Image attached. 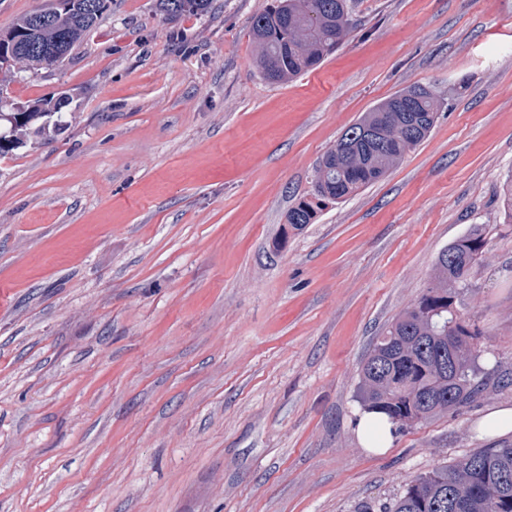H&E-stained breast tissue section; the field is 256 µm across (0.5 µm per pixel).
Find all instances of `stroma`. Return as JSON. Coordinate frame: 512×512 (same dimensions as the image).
Segmentation results:
<instances>
[{
    "instance_id": "obj_1",
    "label": "stroma",
    "mask_w": 512,
    "mask_h": 512,
    "mask_svg": "<svg viewBox=\"0 0 512 512\" xmlns=\"http://www.w3.org/2000/svg\"><path fill=\"white\" fill-rule=\"evenodd\" d=\"M270 3L110 0L56 69L0 72L13 102L74 97L0 157V512H357L512 444L477 428L512 406V0H352L289 82L256 68ZM415 85L429 136L289 229L343 132ZM476 226L458 310L487 389L368 451L362 363ZM164 15L179 17L184 14L204 12L208 9L211 0H159ZM316 214L311 201L300 199L294 206L289 208L287 214L288 227L294 231L303 230L307 224H311Z\"/></svg>"
}]
</instances>
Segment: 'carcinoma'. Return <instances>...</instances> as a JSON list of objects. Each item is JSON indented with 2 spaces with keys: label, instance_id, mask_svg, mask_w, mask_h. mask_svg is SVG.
<instances>
[{
  "label": "carcinoma",
  "instance_id": "carcinoma-1",
  "mask_svg": "<svg viewBox=\"0 0 512 512\" xmlns=\"http://www.w3.org/2000/svg\"><path fill=\"white\" fill-rule=\"evenodd\" d=\"M99 0H77V9L54 12L42 39L27 42L12 68H40L45 41L59 37L72 51L101 13ZM163 14L179 17L204 12L211 0H159ZM353 24L350 0H273L251 21L258 66L263 77L279 82L317 68L334 53ZM439 100L420 85L379 102L349 127L321 159L313 181L318 201H338L383 179L430 132ZM412 124L405 136L395 118ZM47 116L25 112L7 129V154L23 139L39 136ZM316 214L301 199L288 209L287 224L303 230ZM488 252L475 228L445 249L429 287L420 299L376 338L360 371L359 399L368 413H382L398 428L411 427L440 413L476 401L485 386L474 346L477 332L457 314L470 270ZM358 512H512V445L479 448L451 466L419 476L390 503H365Z\"/></svg>",
  "mask_w": 512,
  "mask_h": 512
}]
</instances>
